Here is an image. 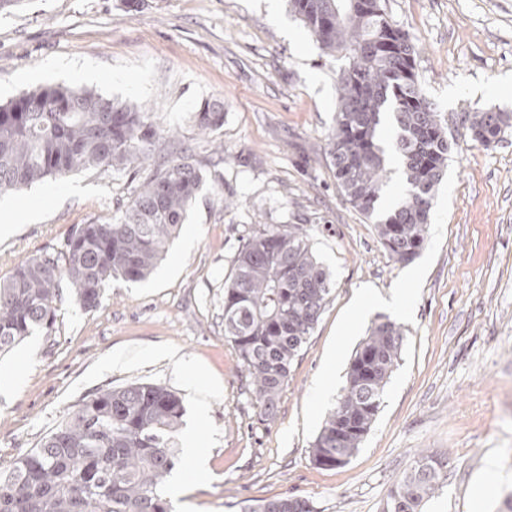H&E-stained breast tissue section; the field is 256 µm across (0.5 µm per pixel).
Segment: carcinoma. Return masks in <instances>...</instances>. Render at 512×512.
<instances>
[{
  "label": "carcinoma",
  "instance_id": "carcinoma-1",
  "mask_svg": "<svg viewBox=\"0 0 512 512\" xmlns=\"http://www.w3.org/2000/svg\"><path fill=\"white\" fill-rule=\"evenodd\" d=\"M322 53L343 57L336 74V124L328 155L353 208L375 218L381 244L400 263L425 247L432 202L451 143L437 108L420 90L417 49L394 26L383 0H289ZM154 108L65 85H42L0 105V196L76 172L145 169L119 214L74 226L61 248L29 257L0 280V353L28 336L55 332L60 289L85 309L115 280L140 281L163 258L204 184L192 149L172 148ZM194 126L224 125V102L204 100ZM391 124L387 142L381 129ZM471 138L486 146L512 127L511 112H469ZM401 164L402 198L378 216L388 163ZM330 277L301 229L269 225L248 236L224 283V339L252 382L262 421L277 403L330 295ZM402 327H371L352 358L346 385L316 436L319 467L345 464L379 413L397 364ZM181 398L134 383L79 402L37 448L0 463V512H172L162 485L174 469ZM443 461L421 452L388 490L382 512H423L442 488ZM257 512H315L302 497L268 501Z\"/></svg>",
  "mask_w": 512,
  "mask_h": 512
}]
</instances>
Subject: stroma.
Returning <instances> with one entry per match:
<instances>
[{"mask_svg": "<svg viewBox=\"0 0 512 512\" xmlns=\"http://www.w3.org/2000/svg\"><path fill=\"white\" fill-rule=\"evenodd\" d=\"M20 0L0 11V104L63 84L154 108L164 134L190 145L206 181L169 250L146 280L112 282L100 305L70 292L56 333L30 336L0 355V462L38 447L87 395L134 382L175 391L185 408L176 439L208 448L205 478L163 491L174 512H250L299 496L315 512H381L417 453L448 475L425 512H512V127L491 146L474 141L462 114L512 113L499 85L512 76V0H386L417 48L416 73L452 143L431 211L427 243L397 262L336 185L328 155L336 73L302 22L278 0ZM224 101V124L200 139L191 114ZM221 142L223 156L213 155ZM129 174L77 172L5 196L34 216L0 238V279L22 259L61 245L71 228L114 216ZM298 225L331 274V293L291 366L274 423H263L248 378L224 340V282L244 237ZM411 286L409 311L373 310L341 331L358 289ZM404 339L377 419L336 468L309 451L346 384L349 363L380 319ZM343 344L329 395L317 400L329 350ZM178 351L184 367L166 351ZM120 351L140 353L113 367ZM27 358L23 382L13 367ZM219 386L209 419L196 421L190 385ZM490 493L475 504L473 482Z\"/></svg>", "mask_w": 512, "mask_h": 512, "instance_id": "1", "label": "stroma"}]
</instances>
